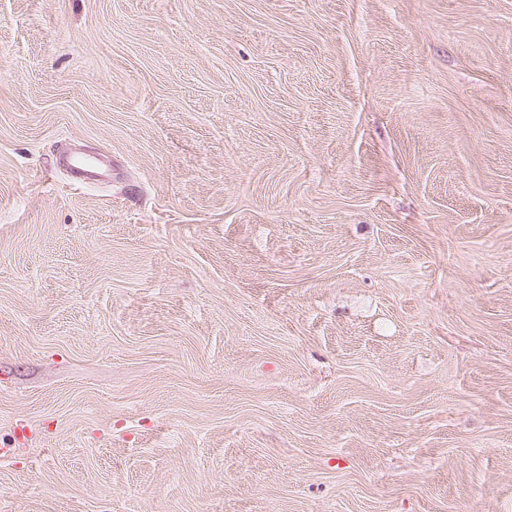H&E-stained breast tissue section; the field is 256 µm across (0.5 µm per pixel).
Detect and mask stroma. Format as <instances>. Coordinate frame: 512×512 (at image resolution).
Masks as SVG:
<instances>
[{"label": "stroma", "mask_w": 512, "mask_h": 512, "mask_svg": "<svg viewBox=\"0 0 512 512\" xmlns=\"http://www.w3.org/2000/svg\"><path fill=\"white\" fill-rule=\"evenodd\" d=\"M0 512H512V0H0ZM69 181L75 186L89 184L90 180L99 181L98 172L86 158H75L69 164Z\"/></svg>", "instance_id": "35a3bbf8"}]
</instances>
